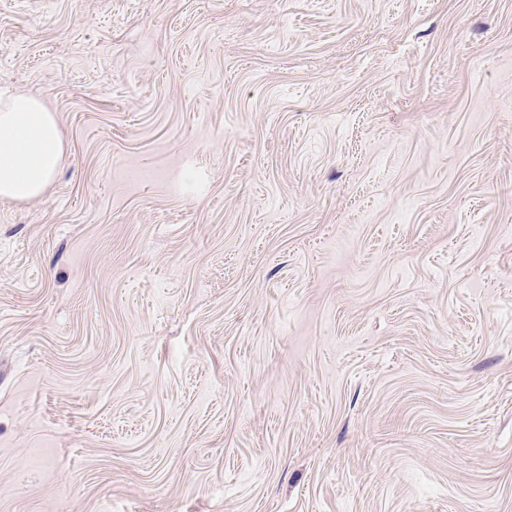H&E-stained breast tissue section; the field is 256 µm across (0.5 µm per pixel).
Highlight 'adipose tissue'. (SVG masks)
<instances>
[{
    "mask_svg": "<svg viewBox=\"0 0 512 512\" xmlns=\"http://www.w3.org/2000/svg\"><path fill=\"white\" fill-rule=\"evenodd\" d=\"M64 152L56 115L39 98L0 97L1 199L29 203L41 198Z\"/></svg>",
    "mask_w": 512,
    "mask_h": 512,
    "instance_id": "ef3b65f1",
    "label": "adipose tissue"
}]
</instances>
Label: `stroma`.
<instances>
[{"instance_id":"stroma-1","label":"stroma","mask_w":512,"mask_h":512,"mask_svg":"<svg viewBox=\"0 0 512 512\" xmlns=\"http://www.w3.org/2000/svg\"><path fill=\"white\" fill-rule=\"evenodd\" d=\"M1 90L0 512H512V0H0ZM65 143L58 121L37 97H0V198H41L59 168Z\"/></svg>"}]
</instances>
